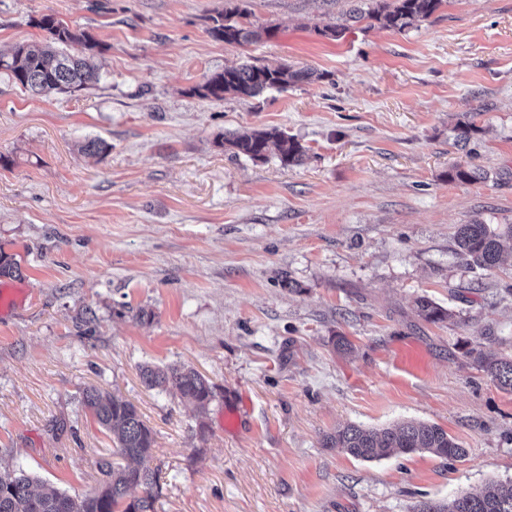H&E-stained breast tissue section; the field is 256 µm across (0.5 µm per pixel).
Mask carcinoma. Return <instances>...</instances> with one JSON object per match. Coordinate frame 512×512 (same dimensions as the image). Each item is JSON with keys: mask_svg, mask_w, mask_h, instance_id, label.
I'll use <instances>...</instances> for the list:
<instances>
[{"mask_svg": "<svg viewBox=\"0 0 512 512\" xmlns=\"http://www.w3.org/2000/svg\"><path fill=\"white\" fill-rule=\"evenodd\" d=\"M443 0H377L367 8L357 6L349 19H369L382 29L402 32L430 18ZM247 9L224 0V10L209 17L208 33L228 44L255 42L261 32L250 29L244 19ZM34 26L45 33L39 42L20 44L11 55L0 54V71L22 90L48 96L74 93L99 80L92 63L103 47L88 33L72 29L54 14L46 13L34 20ZM324 75L288 64L269 66L244 63L215 71L204 83L193 89L198 96L222 101L233 97H255L266 89L286 90L298 83ZM218 145L233 156L264 159L275 150L284 165L297 164L304 150L301 144L282 130H251L224 137ZM504 238L512 239V225L495 233L487 225L462 224L455 237L456 254L472 269L496 267L502 257ZM418 316L439 323L450 313L426 297L416 301ZM480 363L496 386L512 393V358L483 357ZM144 384L159 391L172 390L191 401L200 414H205L215 398L214 386L195 369L186 366H150L141 369ZM83 404L99 425L112 433L114 462L100 463L102 476L97 492L72 496L47 484L39 485L25 470L0 471V512H155L160 492L159 470L150 462L155 437L130 401L94 386L83 391ZM326 448H343L363 461H375L394 455L425 451L433 456L453 460L464 456L465 449L441 427L408 420L380 429L348 424L324 437ZM135 488L143 495L129 497ZM414 512H512V481L488 482L479 488L458 493L449 504L425 500Z\"/></svg>", "mask_w": 512, "mask_h": 512, "instance_id": "1", "label": "carcinoma"}]
</instances>
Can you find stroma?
I'll use <instances>...</instances> for the list:
<instances>
[{"label": "stroma", "mask_w": 512, "mask_h": 512, "mask_svg": "<svg viewBox=\"0 0 512 512\" xmlns=\"http://www.w3.org/2000/svg\"><path fill=\"white\" fill-rule=\"evenodd\" d=\"M242 4L266 34L236 45L207 32L224 0H0V52L42 40L50 12L105 46L99 83L75 93L0 75V251L22 270L0 288L26 296L0 311V468L96 491L113 444L82 403L95 386L154 433L156 512H412L512 481V393L479 360L512 355V250L487 271L455 254L458 225L512 224V0H444L402 32L346 21L350 0ZM247 61L326 78L194 94ZM460 120L476 127L464 149ZM273 127L299 164L217 144ZM95 137L105 156L81 152ZM457 167L481 176L449 180ZM422 296L450 318L419 317ZM145 364L210 380L206 433L144 386ZM410 419L465 456L323 445Z\"/></svg>", "instance_id": "35a3bbf8"}]
</instances>
